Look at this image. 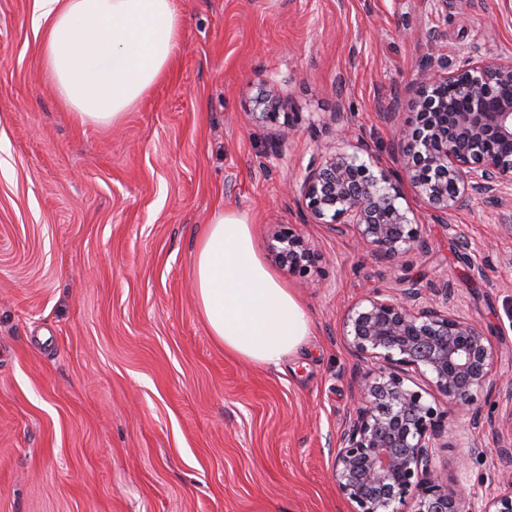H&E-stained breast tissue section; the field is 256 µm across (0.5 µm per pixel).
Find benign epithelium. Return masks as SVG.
Instances as JSON below:
<instances>
[{
    "label": "benign epithelium",
    "mask_w": 512,
    "mask_h": 512,
    "mask_svg": "<svg viewBox=\"0 0 512 512\" xmlns=\"http://www.w3.org/2000/svg\"><path fill=\"white\" fill-rule=\"evenodd\" d=\"M430 41V64L412 86L414 121L396 128L400 170L378 158L359 157L347 113L335 112L344 147L314 158L299 183L302 209L314 224L336 234L351 231L358 245L379 259L425 247L404 188L440 219L481 199L512 200V57L496 62L465 58L457 67ZM284 102L273 89L254 101L251 115L280 127ZM272 260L306 282L322 272L324 257L290 227L269 242ZM342 337L369 365L356 376L354 404L336 441L332 479L354 512H397L407 496L413 512H512V489L494 495L452 493L435 469L440 448H451L442 412L412 387L417 378L459 406L497 385L490 339L461 309L448 283L421 288L412 278L354 304Z\"/></svg>",
    "instance_id": "benign-epithelium-1"
}]
</instances>
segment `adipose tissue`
I'll list each match as a JSON object with an SVG mask.
<instances>
[{"label": "adipose tissue", "mask_w": 512, "mask_h": 512, "mask_svg": "<svg viewBox=\"0 0 512 512\" xmlns=\"http://www.w3.org/2000/svg\"><path fill=\"white\" fill-rule=\"evenodd\" d=\"M33 11L45 69L84 123H120L178 51L175 0H34ZM194 288L210 335L248 363L279 367L311 334L306 308L262 260L245 213H212Z\"/></svg>", "instance_id": "ef3b65f1"}]
</instances>
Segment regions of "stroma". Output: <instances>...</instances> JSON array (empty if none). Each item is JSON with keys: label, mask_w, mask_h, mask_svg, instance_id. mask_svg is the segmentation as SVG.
Segmentation results:
<instances>
[{"label": "stroma", "mask_w": 512, "mask_h": 512, "mask_svg": "<svg viewBox=\"0 0 512 512\" xmlns=\"http://www.w3.org/2000/svg\"><path fill=\"white\" fill-rule=\"evenodd\" d=\"M175 61L117 126L80 123L41 57L32 0H0V512H350L331 478L360 362L347 309L405 274L449 282L491 339L499 382L478 395L483 454L459 471L512 485V235L481 201L435 218L407 197L427 246L393 262L305 220L297 180L340 144L347 112L389 168L396 122L438 34L449 64L512 55L505 0H176ZM277 85L294 130L247 115ZM397 111L396 121L386 112ZM246 213L260 254L291 224L326 264L278 270L312 332L281 364L228 356L193 286L198 229Z\"/></svg>", "instance_id": "obj_1"}]
</instances>
